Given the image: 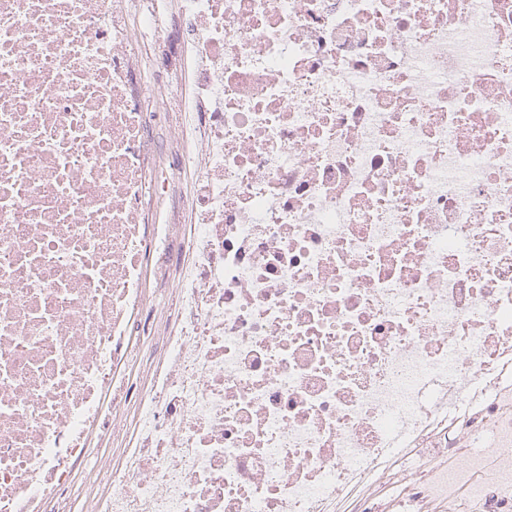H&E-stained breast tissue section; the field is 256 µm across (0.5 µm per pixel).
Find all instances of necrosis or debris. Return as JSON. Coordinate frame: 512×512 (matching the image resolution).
Here are the masks:
<instances>
[{"label":"necrosis or debris","instance_id":"obj_1","mask_svg":"<svg viewBox=\"0 0 512 512\" xmlns=\"http://www.w3.org/2000/svg\"><path fill=\"white\" fill-rule=\"evenodd\" d=\"M0 0V512H512V0ZM202 135L166 232L129 65ZM134 409L121 438L113 421ZM158 223L175 224L180 227V231L178 233L168 238L170 244L177 247L179 240L184 237V233H187L189 230V226L191 225V216L190 214L182 211L181 207H178L176 201H167L165 205L159 204ZM177 275L171 271L168 277L161 280L157 267L148 268L145 274L146 287L155 292L157 304L156 320L160 329L165 322L171 319L176 313V298L172 288L176 286ZM107 456L108 452H106L105 455H102V453L99 454L98 457L93 459L91 463V470L85 472V480L77 492L79 502L84 501L89 495H96L97 492H100L102 487L105 486L104 481L100 478V458L103 460L106 459Z\"/></svg>","mask_w":512,"mask_h":512}]
</instances>
